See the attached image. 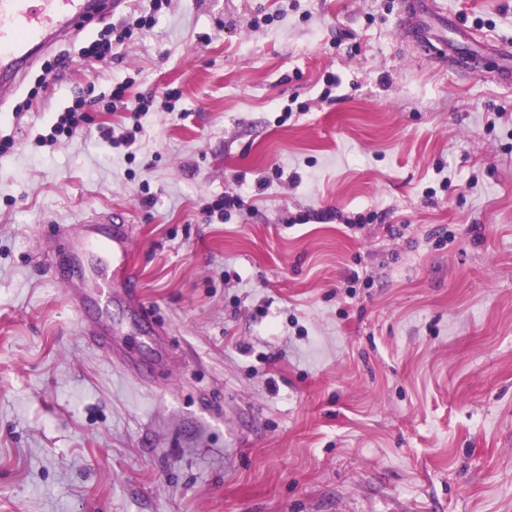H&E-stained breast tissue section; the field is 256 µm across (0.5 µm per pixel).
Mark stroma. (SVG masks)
Masks as SVG:
<instances>
[{"label":"stroma","instance_id":"35a3bbf8","mask_svg":"<svg viewBox=\"0 0 512 512\" xmlns=\"http://www.w3.org/2000/svg\"><path fill=\"white\" fill-rule=\"evenodd\" d=\"M410 3L477 39L423 52ZM484 37L512 44V0H171L108 62L58 45L32 100L34 66L0 108V512H512V84L459 61ZM128 78L133 162L39 145ZM114 211L165 342L49 272ZM96 99L78 96L72 102L71 106L65 108L56 122L51 126V133L43 138V141L55 143L59 136L74 137L84 135L87 130L84 129L85 124H89L85 112H89L90 107L94 106Z\"/></svg>","mask_w":512,"mask_h":512}]
</instances>
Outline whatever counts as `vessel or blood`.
<instances>
[{"label":"vessel or blood","instance_id":"1","mask_svg":"<svg viewBox=\"0 0 512 512\" xmlns=\"http://www.w3.org/2000/svg\"><path fill=\"white\" fill-rule=\"evenodd\" d=\"M125 5L126 0H0V106L7 103L42 56ZM491 54L499 62L498 81L511 83L512 47L495 44ZM81 225L82 234L66 254V262H79L82 253L99 244L109 251L112 262L91 268L89 278L67 281L69 300L82 305L95 295L111 302L113 283L120 280L127 287L129 304H138L135 276L128 265L131 238L119 233L104 235L95 219L82 218Z\"/></svg>","mask_w":512,"mask_h":512}]
</instances>
